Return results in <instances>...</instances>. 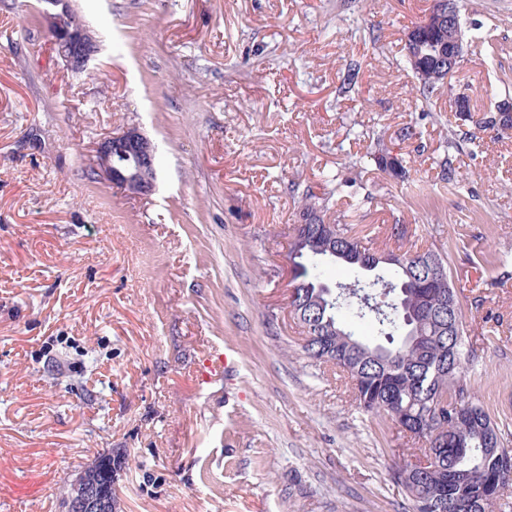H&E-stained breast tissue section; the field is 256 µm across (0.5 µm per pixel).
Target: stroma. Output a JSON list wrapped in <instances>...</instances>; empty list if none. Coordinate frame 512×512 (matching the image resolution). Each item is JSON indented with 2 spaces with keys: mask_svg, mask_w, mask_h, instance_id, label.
<instances>
[{
  "mask_svg": "<svg viewBox=\"0 0 512 512\" xmlns=\"http://www.w3.org/2000/svg\"><path fill=\"white\" fill-rule=\"evenodd\" d=\"M67 4L98 45L79 73L41 0H0V512H61L105 453L116 512H414L395 470L421 440L301 348L288 254L309 191L378 250L403 224L447 254L469 391L512 448V138L484 131L458 184L438 175L454 98L477 118L503 98L512 0H459L479 29L421 105L403 35L430 0ZM131 126L157 149L146 196L88 175ZM216 349L235 360L219 379Z\"/></svg>",
  "mask_w": 512,
  "mask_h": 512,
  "instance_id": "1",
  "label": "stroma"
}]
</instances>
